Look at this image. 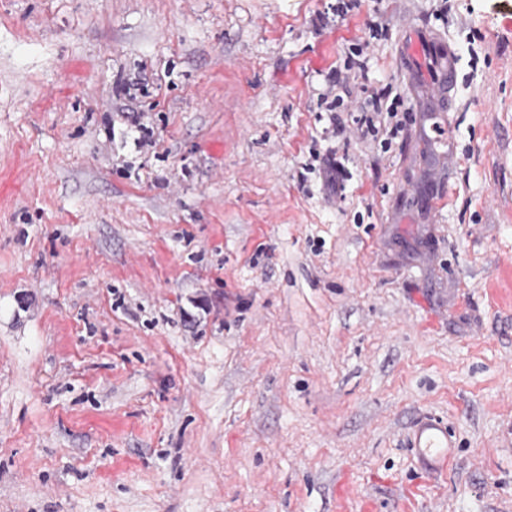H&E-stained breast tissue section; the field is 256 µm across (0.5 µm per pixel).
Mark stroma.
<instances>
[{
	"label": "stroma",
	"instance_id": "1",
	"mask_svg": "<svg viewBox=\"0 0 512 512\" xmlns=\"http://www.w3.org/2000/svg\"><path fill=\"white\" fill-rule=\"evenodd\" d=\"M335 4L0 0V512H512V0ZM410 445L424 469L434 472L448 469L454 442L448 425L439 417L426 415L417 420L410 433Z\"/></svg>",
	"mask_w": 512,
	"mask_h": 512
}]
</instances>
